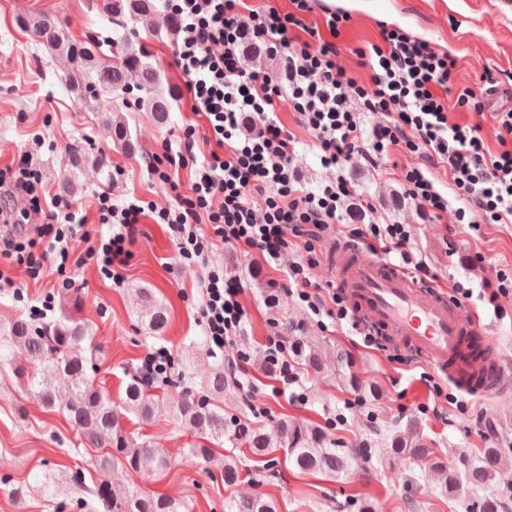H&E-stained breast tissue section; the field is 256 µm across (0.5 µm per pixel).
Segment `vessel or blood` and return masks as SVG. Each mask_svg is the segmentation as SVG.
Masks as SVG:
<instances>
[{
  "instance_id": "1",
  "label": "vessel or blood",
  "mask_w": 512,
  "mask_h": 512,
  "mask_svg": "<svg viewBox=\"0 0 512 512\" xmlns=\"http://www.w3.org/2000/svg\"><path fill=\"white\" fill-rule=\"evenodd\" d=\"M331 272L357 320L384 334L389 346L422 356L467 394L499 391L505 371L497 358H478L465 372L456 366L468 339L489 347L494 338L446 292L420 284L386 258L364 255L353 244H337Z\"/></svg>"
}]
</instances>
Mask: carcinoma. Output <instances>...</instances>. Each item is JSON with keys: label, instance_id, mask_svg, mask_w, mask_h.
I'll return each instance as SVG.
<instances>
[{"label": "carcinoma", "instance_id": "cac0c4a2", "mask_svg": "<svg viewBox=\"0 0 512 512\" xmlns=\"http://www.w3.org/2000/svg\"><path fill=\"white\" fill-rule=\"evenodd\" d=\"M100 10L125 27L140 20L150 21L139 44L118 35L112 39L117 49L107 53L95 38L77 40L60 23L44 13L22 16L16 20L30 41L42 47L65 73V81L74 98L96 110H105L101 122L115 147L125 153L139 148L126 112H151L161 123L169 119L172 98L163 90L164 74L153 65L147 42L175 35L177 21L157 9L156 0H100ZM72 163L81 169L90 164L99 172H109L106 156L91 158L79 150L69 151ZM133 306L141 326L154 335L162 334L168 324L167 306L149 288L131 289ZM288 336V352L306 371L322 369L323 344L316 336L301 333L299 324L289 321L283 327ZM0 340L23 347L29 366L12 368L26 394L48 410L58 409L82 431L85 445L99 450L96 460L98 479L87 489L80 506L90 512H182L184 504L163 494H144L135 488H118L109 474L118 467L128 471H151L163 475L170 466L167 449L159 443L140 440L127 430L124 421L133 416L140 424L152 423L162 398L155 393L153 379L141 370L128 373L122 395L114 402L92 380L89 367L95 365L97 347L87 326L65 312L62 317L35 326L24 319L0 324ZM183 378L190 385L180 400L171 406L175 420L197 441L184 450L191 461L212 454V446L226 442L233 448H245L266 459L267 472H274L275 460L269 458L281 449L288 462L303 473L342 475L350 463L368 454L359 446L339 447L336 437L319 426L295 417L279 420L276 433L265 425L237 411L242 386L231 364L214 363L197 381L191 372L192 359L180 357ZM339 379L366 396H375L376 388L346 375V355L337 352ZM384 452L403 454L414 461H429L438 473L441 494L452 498L463 487L479 491L471 503L476 512H508L506 498L484 489L512 486V458L500 448L460 451L457 467H443L437 450L425 442L423 435L412 431L406 435L385 436ZM221 475L224 486L237 484L244 472L241 458L231 452L224 455ZM224 512H277L271 498L245 497L224 501Z\"/></svg>", "mask_w": 512, "mask_h": 512}]
</instances>
